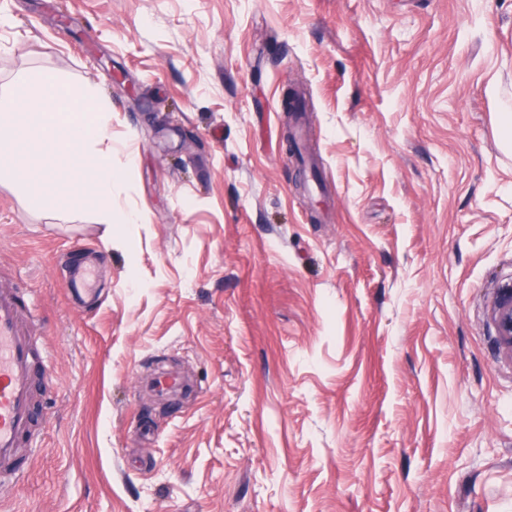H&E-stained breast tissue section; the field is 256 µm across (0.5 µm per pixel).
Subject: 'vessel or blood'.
<instances>
[{"label":"vessel or blood","mask_w":512,"mask_h":512,"mask_svg":"<svg viewBox=\"0 0 512 512\" xmlns=\"http://www.w3.org/2000/svg\"><path fill=\"white\" fill-rule=\"evenodd\" d=\"M28 308L16 289L0 286V496L22 478L21 451L33 447L42 425L39 390L47 367Z\"/></svg>","instance_id":"1"}]
</instances>
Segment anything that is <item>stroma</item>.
Segmentation results:
<instances>
[{
	"label": "stroma",
	"instance_id": "obj_1",
	"mask_svg": "<svg viewBox=\"0 0 512 512\" xmlns=\"http://www.w3.org/2000/svg\"><path fill=\"white\" fill-rule=\"evenodd\" d=\"M112 109V207L0 185L46 421L0 512H512V0H0ZM327 189L311 209L288 88ZM135 167H128V160ZM96 293L66 287L87 265ZM179 375L185 393L150 381ZM491 319L496 327L503 350L512 356V293L499 299L491 309Z\"/></svg>",
	"mask_w": 512,
	"mask_h": 512
}]
</instances>
